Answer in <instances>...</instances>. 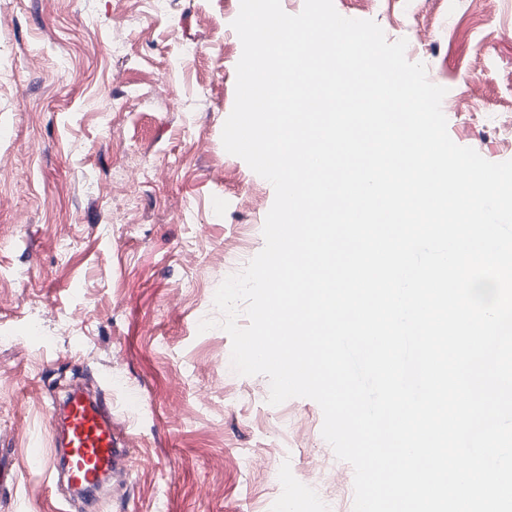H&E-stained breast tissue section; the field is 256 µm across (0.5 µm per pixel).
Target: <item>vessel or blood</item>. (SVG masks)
Segmentation results:
<instances>
[{
  "instance_id": "1",
  "label": "vessel or blood",
  "mask_w": 512,
  "mask_h": 512,
  "mask_svg": "<svg viewBox=\"0 0 512 512\" xmlns=\"http://www.w3.org/2000/svg\"><path fill=\"white\" fill-rule=\"evenodd\" d=\"M49 416L53 449L46 455L33 449L32 459L35 465L65 474L71 487L89 490L81 506L93 512L96 491L117 472L126 454L112 422V399L105 391L93 396L75 388L63 399L51 400Z\"/></svg>"
}]
</instances>
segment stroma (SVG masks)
I'll list each match as a JSON object with an SVG mask.
<instances>
[{
    "label": "stroma",
    "mask_w": 512,
    "mask_h": 512,
    "mask_svg": "<svg viewBox=\"0 0 512 512\" xmlns=\"http://www.w3.org/2000/svg\"><path fill=\"white\" fill-rule=\"evenodd\" d=\"M461 108L451 139L512 160V0H334ZM240 0H0V512H55L31 466L47 406L105 382L124 477L96 512H268L270 475L353 512L354 471L308 398L269 404L231 367L214 295L264 247L272 185L221 135L242 54ZM215 328L199 331L201 320Z\"/></svg>",
    "instance_id": "stroma-1"
}]
</instances>
